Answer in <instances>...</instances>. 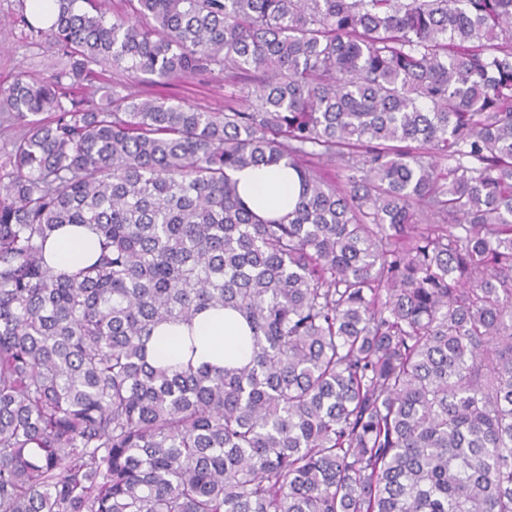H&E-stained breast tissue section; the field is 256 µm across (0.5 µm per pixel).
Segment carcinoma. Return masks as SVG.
Segmentation results:
<instances>
[{
  "label": "carcinoma",
  "mask_w": 512,
  "mask_h": 512,
  "mask_svg": "<svg viewBox=\"0 0 512 512\" xmlns=\"http://www.w3.org/2000/svg\"><path fill=\"white\" fill-rule=\"evenodd\" d=\"M54 6L0 91V512H512V0ZM210 307L247 362H148ZM231 87L224 86V74L216 75L199 83H176L167 88L169 95L182 98L187 103L213 112L224 110V94ZM242 199L257 214L281 217L288 213L300 192V183L288 167H250L235 172ZM45 255L56 270H75L95 259L93 235L83 226L66 225L48 241ZM188 336V330L182 325L163 324L154 332L147 344V358L150 362L164 359L168 364L176 365L190 356L183 349L182 341Z\"/></svg>",
  "instance_id": "cac0c4a2"
}]
</instances>
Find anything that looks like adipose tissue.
Instances as JSON below:
<instances>
[{"label":"adipose tissue","mask_w":512,"mask_h":512,"mask_svg":"<svg viewBox=\"0 0 512 512\" xmlns=\"http://www.w3.org/2000/svg\"><path fill=\"white\" fill-rule=\"evenodd\" d=\"M242 199L257 214L280 217L288 213L300 192V183L288 167H250L235 172ZM96 255L92 234L85 228L67 225L59 229L46 245L48 262L56 269L72 271L91 263ZM248 329L234 311L210 308L198 313L192 327L164 324L159 326L147 345L149 361L159 359L176 365L192 360L194 365L221 367L250 355L242 338ZM194 336L196 350L187 352L182 342Z\"/></svg>","instance_id":"adipose-tissue-1"}]
</instances>
